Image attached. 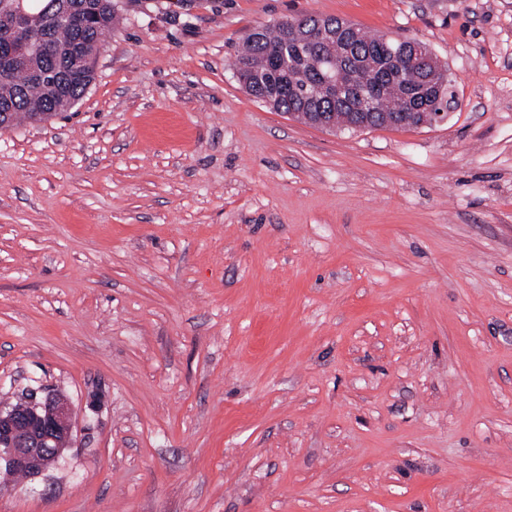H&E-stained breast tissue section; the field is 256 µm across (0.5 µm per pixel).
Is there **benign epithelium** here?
Instances as JSON below:
<instances>
[{
    "label": "benign epithelium",
    "mask_w": 512,
    "mask_h": 512,
    "mask_svg": "<svg viewBox=\"0 0 512 512\" xmlns=\"http://www.w3.org/2000/svg\"><path fill=\"white\" fill-rule=\"evenodd\" d=\"M29 11L25 0H13L0 24L16 33L13 50L17 57L32 60L41 52V41L23 31ZM428 58L431 71L428 81L435 82L444 73V66L425 45L418 41H400L397 55L408 52ZM72 408L65 399L54 395H39L30 390L20 402L6 410L0 408V471L29 477L39 476L54 467L71 447L74 434Z\"/></svg>",
    "instance_id": "7a95c632"
}]
</instances>
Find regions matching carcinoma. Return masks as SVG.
<instances>
[{
	"label": "carcinoma",
	"mask_w": 512,
	"mask_h": 512,
	"mask_svg": "<svg viewBox=\"0 0 512 512\" xmlns=\"http://www.w3.org/2000/svg\"><path fill=\"white\" fill-rule=\"evenodd\" d=\"M67 1L75 7L69 21L59 23L52 16L40 20L39 35L45 38L50 52L37 58L34 69L28 64L13 65L10 36L0 32V68L10 70V80L0 81V107L17 102L8 116L0 119V128L52 121L78 102L93 81V67L88 62L106 34L112 32L115 5L113 0H60L58 8ZM302 20L308 26L329 20L335 23L337 41H352L364 70L380 80L372 103L366 105L359 97L353 61L331 66L326 45L317 43L306 52L303 31L282 23L254 29L237 48L232 62L258 101L302 120L323 116L338 127L345 126L353 112L393 114L404 97L412 112L443 110L442 103L430 96L426 69L408 58L397 68L392 62L391 42L383 36L368 35L335 16L306 15ZM329 78L336 79L347 93L344 100L326 97L324 84Z\"/></svg>",
	"instance_id": "obj_1"
}]
</instances>
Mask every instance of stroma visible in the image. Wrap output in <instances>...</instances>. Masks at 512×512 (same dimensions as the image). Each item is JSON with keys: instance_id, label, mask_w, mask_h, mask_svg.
<instances>
[{"instance_id": "obj_1", "label": "stroma", "mask_w": 512, "mask_h": 512, "mask_svg": "<svg viewBox=\"0 0 512 512\" xmlns=\"http://www.w3.org/2000/svg\"><path fill=\"white\" fill-rule=\"evenodd\" d=\"M94 80L0 134V406L74 447L0 512H512V0H115ZM424 43L458 106L328 131L255 27Z\"/></svg>"}]
</instances>
